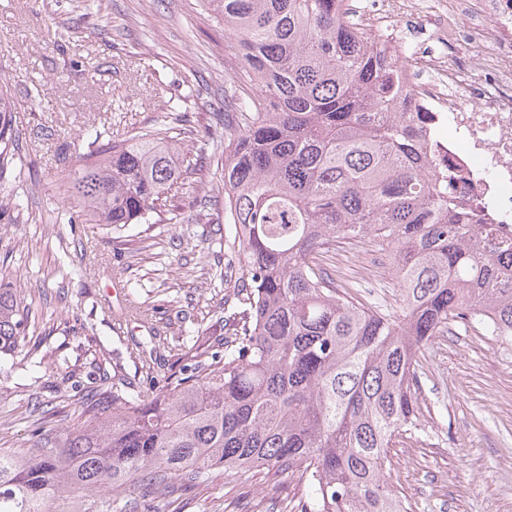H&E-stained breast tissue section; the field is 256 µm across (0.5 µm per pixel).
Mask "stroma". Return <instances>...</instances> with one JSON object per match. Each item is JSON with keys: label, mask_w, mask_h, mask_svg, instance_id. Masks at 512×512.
I'll list each match as a JSON object with an SVG mask.
<instances>
[{"label": "stroma", "mask_w": 512, "mask_h": 512, "mask_svg": "<svg viewBox=\"0 0 512 512\" xmlns=\"http://www.w3.org/2000/svg\"><path fill=\"white\" fill-rule=\"evenodd\" d=\"M96 11L88 0H0V74L18 100L12 124L19 137L16 165L28 176L22 197L32 221L0 218V263L23 271L29 284H45L28 328L27 359L0 363V448L19 450L32 429L76 422L71 398L99 390L103 375L133 384L146 377L133 351L144 341L140 325L118 324L120 308L154 310L158 321L185 325L183 345L164 353L157 378L188 362L194 345L224 336V303L238 269L218 224H136L130 234L149 246L129 256L112 229L56 221L69 199L60 168L87 149L84 126L112 104L123 105L128 127H157L166 114L149 93L161 87L199 130L219 137L213 115L221 111L226 62L233 52L224 24L207 0H106ZM103 68L87 82L76 61ZM196 79L201 95H186ZM43 89L30 104L27 89ZM224 267L227 283L201 287L176 272L178 260ZM100 272L82 275L85 259ZM120 295H113V285ZM205 336H197V328ZM53 354L59 367H41ZM425 395L434 419L425 434L391 451V480L415 512H512V346L470 329L438 337L425 353ZM295 478L280 489L252 471H215L211 479L167 497L145 501L140 488L100 490L109 512H297Z\"/></svg>", "instance_id": "1"}]
</instances>
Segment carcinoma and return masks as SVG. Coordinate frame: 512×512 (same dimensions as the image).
I'll return each instance as SVG.
<instances>
[{
	"instance_id": "cac0c4a2",
	"label": "carcinoma",
	"mask_w": 512,
	"mask_h": 512,
	"mask_svg": "<svg viewBox=\"0 0 512 512\" xmlns=\"http://www.w3.org/2000/svg\"><path fill=\"white\" fill-rule=\"evenodd\" d=\"M240 66L224 91V144L200 137L173 100L170 121L85 127L88 150L64 176L62 224H181L185 200L224 196L242 271L224 338L165 384L158 356L179 338L151 323L138 343L146 384L77 398L81 421L37 428L27 452L0 450V512L107 508L103 487L164 491L214 469L298 474L299 512H400L390 451L425 431L421 357L458 324L512 344V240L473 223L401 112L411 95L374 39L338 0H210ZM0 84V216L19 209L23 175ZM209 165H202L206 147ZM387 256L397 309L358 296L325 257L339 245ZM26 289L0 287V357L19 354Z\"/></svg>"
}]
</instances>
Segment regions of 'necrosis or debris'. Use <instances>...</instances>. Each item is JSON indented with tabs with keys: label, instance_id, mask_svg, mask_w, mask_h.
Wrapping results in <instances>:
<instances>
[{
	"label": "necrosis or debris",
	"instance_id": "1",
	"mask_svg": "<svg viewBox=\"0 0 512 512\" xmlns=\"http://www.w3.org/2000/svg\"><path fill=\"white\" fill-rule=\"evenodd\" d=\"M395 62L452 191L512 238V0H343Z\"/></svg>",
	"mask_w": 512,
	"mask_h": 512
}]
</instances>
